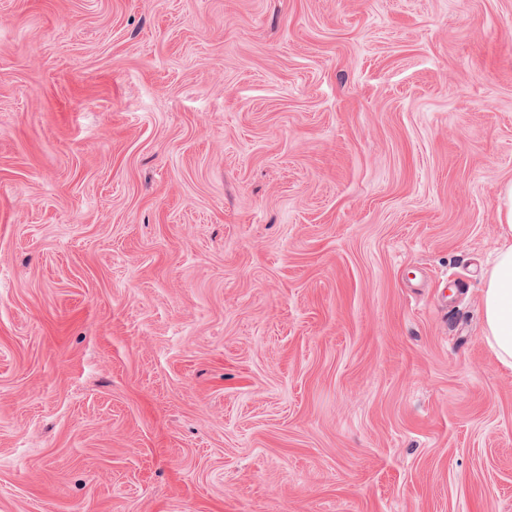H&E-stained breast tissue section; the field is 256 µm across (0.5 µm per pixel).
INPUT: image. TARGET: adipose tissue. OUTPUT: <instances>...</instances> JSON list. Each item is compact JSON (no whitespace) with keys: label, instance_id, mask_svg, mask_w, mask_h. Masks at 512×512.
<instances>
[{"label":"adipose tissue","instance_id":"ef3b65f1","mask_svg":"<svg viewBox=\"0 0 512 512\" xmlns=\"http://www.w3.org/2000/svg\"><path fill=\"white\" fill-rule=\"evenodd\" d=\"M503 206L505 222L482 298L488 343L502 363L512 366V185L503 194Z\"/></svg>","mask_w":512,"mask_h":512}]
</instances>
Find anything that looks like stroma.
<instances>
[{"label": "stroma", "mask_w": 512, "mask_h": 512, "mask_svg": "<svg viewBox=\"0 0 512 512\" xmlns=\"http://www.w3.org/2000/svg\"><path fill=\"white\" fill-rule=\"evenodd\" d=\"M511 184L512 0H0V512H512ZM505 223L482 298L488 343L504 364L512 366V184L503 194Z\"/></svg>", "instance_id": "35a3bbf8"}]
</instances>
